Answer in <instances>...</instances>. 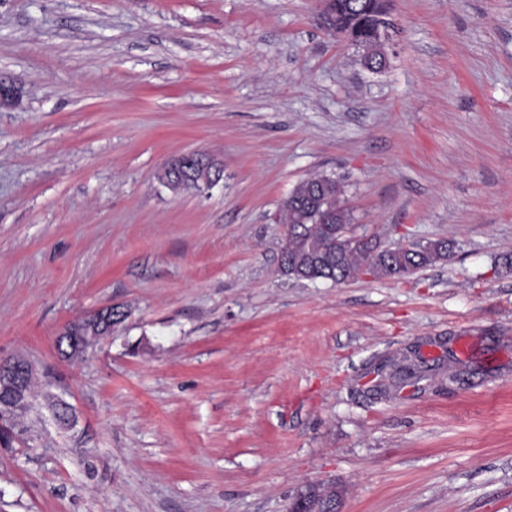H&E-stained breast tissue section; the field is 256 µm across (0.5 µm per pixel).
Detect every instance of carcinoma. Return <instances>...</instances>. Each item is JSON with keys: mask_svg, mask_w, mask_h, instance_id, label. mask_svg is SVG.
I'll use <instances>...</instances> for the list:
<instances>
[{"mask_svg": "<svg viewBox=\"0 0 512 512\" xmlns=\"http://www.w3.org/2000/svg\"><path fill=\"white\" fill-rule=\"evenodd\" d=\"M383 13L384 0H366L364 11L339 17L340 28L371 48L373 26ZM344 193L342 180L317 174L299 182L284 201L278 223L287 228L281 257L288 264V276L297 280L299 274L306 272L313 280L341 284L366 274L389 278L390 264L397 263L408 278L417 270L450 256L454 244L448 240L417 245L409 251L395 247L384 255L375 253L376 244L369 239L337 251L336 236L331 228L338 224L349 225L353 220L343 201ZM334 495L336 489L325 492L312 484L297 497L305 498L310 512H318L324 498Z\"/></svg>", "mask_w": 512, "mask_h": 512, "instance_id": "carcinoma-1", "label": "carcinoma"}]
</instances>
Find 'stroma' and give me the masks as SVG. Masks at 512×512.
<instances>
[{
	"label": "stroma",
	"mask_w": 512,
	"mask_h": 512,
	"mask_svg": "<svg viewBox=\"0 0 512 512\" xmlns=\"http://www.w3.org/2000/svg\"><path fill=\"white\" fill-rule=\"evenodd\" d=\"M318 0H0V359L61 377L0 448V512H512V0H392L389 65ZM224 178L172 192V157ZM343 178L355 233L448 238L403 281L279 270ZM124 321L79 358L56 336ZM410 359L422 379L395 374ZM116 312L126 315L119 307L110 306L80 316L65 325L57 337L60 357L69 359L73 353H84L97 339L111 335L112 326L117 323ZM325 496H334L336 497V488L332 487L331 490L324 492L319 485L312 484L305 487L304 490H301L293 500L298 498H305L307 502V507L310 511L308 512H317L321 509L322 501ZM323 512H340V501L339 498H327L323 502L322 506Z\"/></svg>",
	"instance_id": "1"
}]
</instances>
